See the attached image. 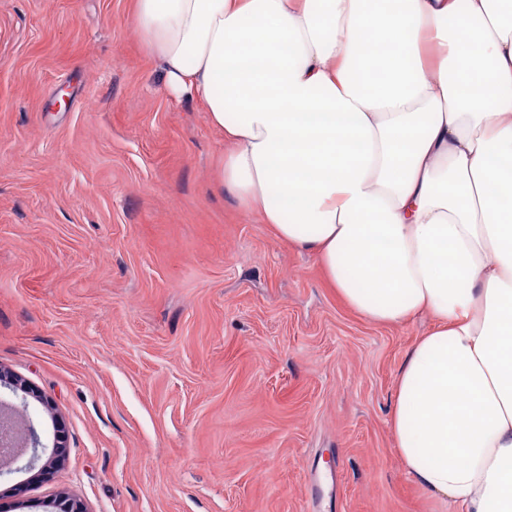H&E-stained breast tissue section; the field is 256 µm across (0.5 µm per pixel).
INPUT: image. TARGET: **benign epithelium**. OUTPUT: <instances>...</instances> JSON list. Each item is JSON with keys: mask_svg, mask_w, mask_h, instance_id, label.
I'll list each match as a JSON object with an SVG mask.
<instances>
[{"mask_svg": "<svg viewBox=\"0 0 512 512\" xmlns=\"http://www.w3.org/2000/svg\"><path fill=\"white\" fill-rule=\"evenodd\" d=\"M17 410L0 402V463L7 462L23 471L38 470L45 475L52 469L54 456L44 457L37 428L18 419ZM52 512H87L84 503L70 495H61L45 504Z\"/></svg>", "mask_w": 512, "mask_h": 512, "instance_id": "benign-epithelium-1", "label": "benign epithelium"}]
</instances>
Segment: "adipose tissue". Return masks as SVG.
Here are the masks:
<instances>
[{
	"mask_svg": "<svg viewBox=\"0 0 512 512\" xmlns=\"http://www.w3.org/2000/svg\"><path fill=\"white\" fill-rule=\"evenodd\" d=\"M217 185L366 320L427 313L389 425L456 512H512V0H136Z\"/></svg>",
	"mask_w": 512,
	"mask_h": 512,
	"instance_id": "ef3b65f1",
	"label": "adipose tissue"
}]
</instances>
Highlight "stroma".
Wrapping results in <instances>:
<instances>
[{
  "label": "stroma",
  "instance_id": "stroma-1",
  "mask_svg": "<svg viewBox=\"0 0 512 512\" xmlns=\"http://www.w3.org/2000/svg\"><path fill=\"white\" fill-rule=\"evenodd\" d=\"M135 0H0V369L54 477L7 512H450L406 476L395 380L433 320L368 322L216 186ZM51 406H44L43 398Z\"/></svg>",
  "mask_w": 512,
  "mask_h": 512
}]
</instances>
